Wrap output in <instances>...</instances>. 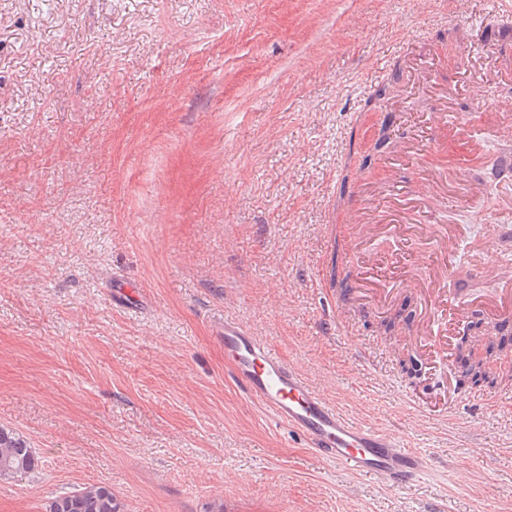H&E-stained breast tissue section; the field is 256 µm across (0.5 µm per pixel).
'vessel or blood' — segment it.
<instances>
[{"label": "vessel or blood", "instance_id": "b4317fda", "mask_svg": "<svg viewBox=\"0 0 512 512\" xmlns=\"http://www.w3.org/2000/svg\"><path fill=\"white\" fill-rule=\"evenodd\" d=\"M402 190V197L388 205V213L395 216V223L364 224L359 210L355 209L339 218L346 225L348 236L372 232L392 239L400 237L405 224L414 222L416 214L428 213L445 196L444 185L437 177L403 185ZM358 264L355 254H344L341 275L349 279L353 297L373 306L384 304L385 294L364 288L356 278L353 269ZM490 273L497 281L496 292L483 299H472L471 304L497 321L511 320L512 263L498 262ZM417 288L420 314L412 329L410 346L435 356L452 351L455 336L438 326L447 302L443 268L429 269L419 279ZM220 340L233 382L270 411L278 422L301 435L317 458L345 467L356 475L376 477L393 491L411 487L428 471L429 462L422 452L405 447L395 433L347 417L298 368L232 318H225Z\"/></svg>", "mask_w": 512, "mask_h": 512}]
</instances>
